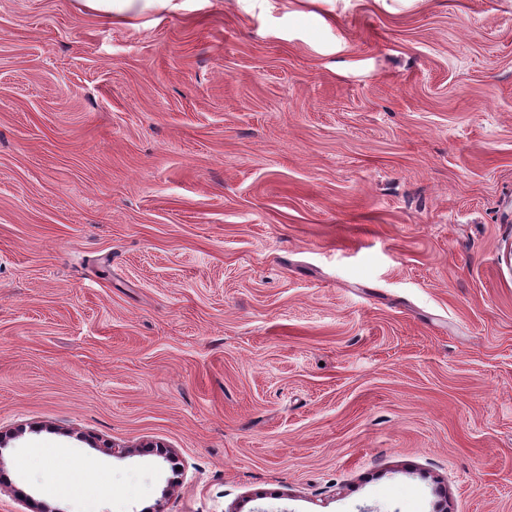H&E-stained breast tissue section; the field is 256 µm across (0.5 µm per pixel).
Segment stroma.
Masks as SVG:
<instances>
[{"label": "stroma", "mask_w": 512, "mask_h": 512, "mask_svg": "<svg viewBox=\"0 0 512 512\" xmlns=\"http://www.w3.org/2000/svg\"><path fill=\"white\" fill-rule=\"evenodd\" d=\"M0 512H512V0H0ZM106 17L112 18V13L126 14L139 8H158L176 10L179 4L174 0H78Z\"/></svg>", "instance_id": "stroma-1"}]
</instances>
